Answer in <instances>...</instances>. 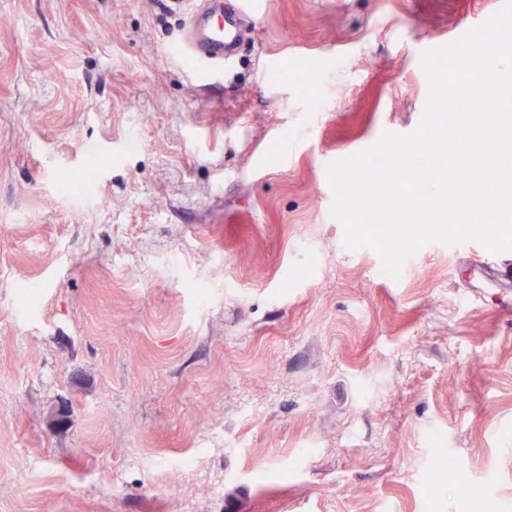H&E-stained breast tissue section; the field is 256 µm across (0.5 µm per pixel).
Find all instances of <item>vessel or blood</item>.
<instances>
[{
	"label": "vessel or blood",
	"mask_w": 512,
	"mask_h": 512,
	"mask_svg": "<svg viewBox=\"0 0 512 512\" xmlns=\"http://www.w3.org/2000/svg\"><path fill=\"white\" fill-rule=\"evenodd\" d=\"M173 13L184 16L185 25L169 54L196 81L218 80L246 34L245 23L256 0H238L225 12L223 0H165Z\"/></svg>",
	"instance_id": "1"
}]
</instances>
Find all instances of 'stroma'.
Instances as JSON below:
<instances>
[{"mask_svg":"<svg viewBox=\"0 0 512 512\" xmlns=\"http://www.w3.org/2000/svg\"><path fill=\"white\" fill-rule=\"evenodd\" d=\"M502 6L262 0L203 87L163 0H0V512H512V281L380 277L328 180Z\"/></svg>","mask_w":512,"mask_h":512,"instance_id":"35a3bbf8","label":"stroma"}]
</instances>
